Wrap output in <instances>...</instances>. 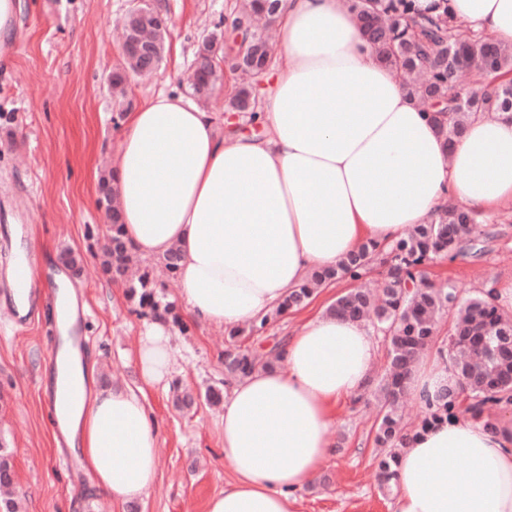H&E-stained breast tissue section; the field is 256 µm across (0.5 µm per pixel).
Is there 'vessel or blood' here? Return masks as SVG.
<instances>
[{
    "label": "vessel or blood",
    "mask_w": 512,
    "mask_h": 512,
    "mask_svg": "<svg viewBox=\"0 0 512 512\" xmlns=\"http://www.w3.org/2000/svg\"><path fill=\"white\" fill-rule=\"evenodd\" d=\"M40 260L26 247L13 254L5 273L0 274V324L20 327L34 319L39 295L37 278ZM53 335L48 355L51 381L46 389L47 408L53 429L65 436L71 411L86 398V392L67 374V366L86 345L82 329L85 317L79 303L71 302L67 293H54L50 301Z\"/></svg>",
    "instance_id": "1"
}]
</instances>
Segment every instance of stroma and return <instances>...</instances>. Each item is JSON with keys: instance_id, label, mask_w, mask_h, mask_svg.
Segmentation results:
<instances>
[{"instance_id": "obj_1", "label": "stroma", "mask_w": 512, "mask_h": 512, "mask_svg": "<svg viewBox=\"0 0 512 512\" xmlns=\"http://www.w3.org/2000/svg\"><path fill=\"white\" fill-rule=\"evenodd\" d=\"M171 19L164 59L153 76L132 80L124 99L108 87L121 59L122 21L132 0H23L0 40V194L21 196L32 209L29 245L52 269L46 291L65 286L87 304L88 358L112 383L138 385L135 350L150 320L100 265L105 210L98 182L109 173L121 128L112 121L161 91L182 93L199 44L236 0H160ZM491 230L481 252H465L427 266L436 282L455 283L462 295L512 282V205L480 215ZM82 257L72 273L60 256ZM47 319L26 329L0 326V448L10 458L19 512H107L91 476L66 470L55 457L41 379L47 356ZM223 328L189 322L173 331L175 371L169 385L146 388L157 418L160 467L139 512H205L228 480L215 430L220 406L207 387L224 378ZM195 404L179 410L174 388ZM377 410L345 401L336 407L334 452L315 478L296 491V512H395L394 495L380 490L373 444Z\"/></svg>"}]
</instances>
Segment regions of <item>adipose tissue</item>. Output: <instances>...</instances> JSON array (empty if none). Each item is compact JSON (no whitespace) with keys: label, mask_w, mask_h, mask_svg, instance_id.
<instances>
[{"label":"adipose tissue","mask_w":512,"mask_h":512,"mask_svg":"<svg viewBox=\"0 0 512 512\" xmlns=\"http://www.w3.org/2000/svg\"><path fill=\"white\" fill-rule=\"evenodd\" d=\"M512 43V0H415ZM274 24L287 64L272 66L257 120L217 118L182 94L125 113L112 177L125 238L147 258L178 248L191 321L227 331L268 318L313 271L365 242L387 245L429 223L442 196L488 209L512 203V119L478 117L446 145L423 104L380 63L341 0H283ZM377 345L363 323L326 312L301 320L281 365L234 382L216 430L231 479L206 512H294L293 494L332 454L333 410L359 395ZM141 380L173 371L167 318L135 354ZM95 367L68 444L113 507L142 499L160 464L139 392L104 386ZM456 377L447 356L414 365L407 392L435 400ZM392 487L396 512H512V414L463 413L407 431Z\"/></svg>","instance_id":"obj_1"}]
</instances>
